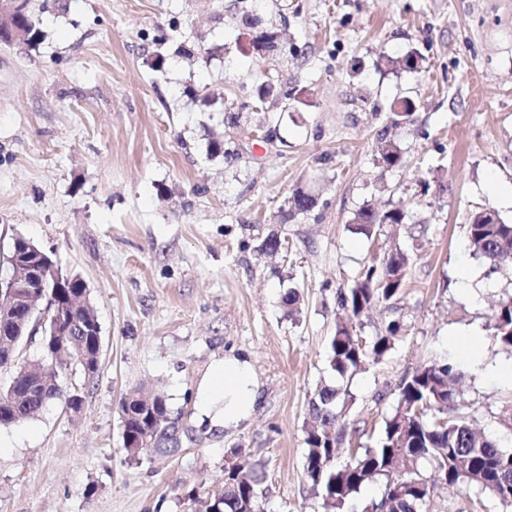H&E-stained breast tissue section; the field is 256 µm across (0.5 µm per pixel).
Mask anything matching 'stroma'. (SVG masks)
Wrapping results in <instances>:
<instances>
[{
	"label": "stroma",
	"instance_id": "1",
	"mask_svg": "<svg viewBox=\"0 0 512 512\" xmlns=\"http://www.w3.org/2000/svg\"><path fill=\"white\" fill-rule=\"evenodd\" d=\"M41 11L37 48L0 46V270L16 236L86 282L101 327L99 369L60 376L79 391L35 419L0 427V512H206L233 448L265 472V512H322L304 471L309 401L338 382L326 367L342 312L337 294L375 253L413 249L394 307L366 314L375 336L404 326L381 362L341 381L354 443L378 441L401 379L455 359V335L487 338L493 301L512 278L490 273L466 242L486 207L512 223L489 189L512 185V0H67ZM273 19L279 54L249 50L243 14ZM165 31L168 41L154 38ZM202 44L193 58L180 43ZM423 59L409 72L407 52ZM164 54L163 69L151 61ZM277 78L267 110L232 123L261 74ZM206 88L209 101L186 96ZM409 98L412 124L388 114ZM403 165L377 161L380 137ZM224 143L220 153L210 143ZM317 197L290 215L295 189ZM406 206V224L374 239L352 219L366 205ZM284 248L258 255L260 238ZM298 288L290 314L281 297ZM486 362L512 354L486 345ZM252 369L250 414L224 426L202 408L211 365ZM464 411L500 436L493 414L512 385L467 366ZM167 397L182 451L130 460L120 402Z\"/></svg>",
	"mask_w": 512,
	"mask_h": 512
}]
</instances>
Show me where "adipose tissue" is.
Segmentation results:
<instances>
[{"mask_svg": "<svg viewBox=\"0 0 512 512\" xmlns=\"http://www.w3.org/2000/svg\"><path fill=\"white\" fill-rule=\"evenodd\" d=\"M202 402L214 418L230 423L247 415L255 401V391L247 362L223 359L213 363L200 388Z\"/></svg>", "mask_w": 512, "mask_h": 512, "instance_id": "1", "label": "adipose tissue"}]
</instances>
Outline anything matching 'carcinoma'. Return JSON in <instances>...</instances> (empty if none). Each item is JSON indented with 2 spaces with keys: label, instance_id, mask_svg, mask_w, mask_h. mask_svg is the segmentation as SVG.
Masks as SVG:
<instances>
[{
  "label": "carcinoma",
  "instance_id": "1",
  "mask_svg": "<svg viewBox=\"0 0 512 512\" xmlns=\"http://www.w3.org/2000/svg\"><path fill=\"white\" fill-rule=\"evenodd\" d=\"M43 38L41 21L22 0L8 23L0 24V44L17 41L33 49ZM277 99L276 84L270 76L257 87L254 108L265 109ZM405 98L390 112V123L404 126L413 121ZM378 162L387 169L401 165L400 149L391 140L381 142ZM317 203L316 197L301 189L294 191L291 209L305 214ZM407 212L400 205L376 209L370 205L357 211L356 230L371 237L385 224H403ZM468 245L491 273L512 275V224L490 209L473 214L466 225ZM410 253L395 244L364 264L353 283L340 291L338 306L349 314L336 322L327 344L328 369L344 379L366 364L382 360L395 346L402 325L385 323L376 336L361 341L356 334L364 313L377 304L391 306L406 286ZM492 345L512 353V292L504 293L492 308L487 323ZM44 361L14 368L8 387L0 389V425L8 426L40 415L47 403L62 395L59 369L75 363L84 366L79 352H61L43 337ZM63 341L94 353L93 333L78 332ZM466 372L448 360H434L405 376L398 385L396 406L385 418L376 445L350 449V459L337 463L338 446L345 443L348 430L341 423L346 410L347 389L325 385L309 402L312 420L306 428L304 473L321 491L323 512H345L347 504L363 489L377 485L380 497L365 512H426L437 491L463 485L479 496L488 495L505 510L512 509V448L501 447L496 438L473 428L460 404ZM151 405L121 401L123 445L133 460L148 453L167 458L181 451L176 421L171 417L164 394L149 396ZM499 427L512 430V393L500 401L493 414ZM154 439V446L141 448V435ZM232 464L224 468L223 490L211 499L208 512H258L262 497V466L241 448H232Z\"/></svg>",
  "mask_w": 512,
  "mask_h": 512
}]
</instances>
